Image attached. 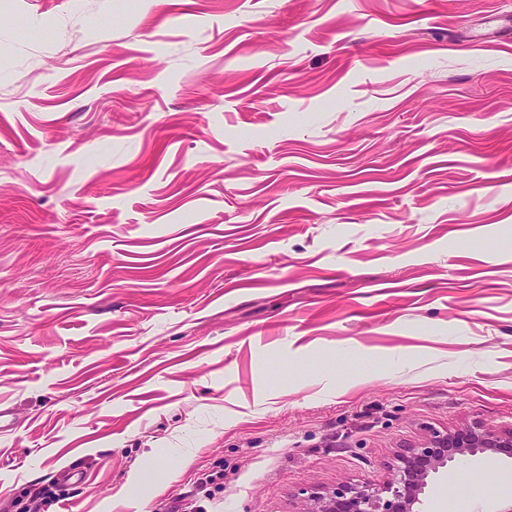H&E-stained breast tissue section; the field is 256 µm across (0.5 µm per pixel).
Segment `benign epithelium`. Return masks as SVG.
Masks as SVG:
<instances>
[{
  "label": "benign epithelium",
  "mask_w": 512,
  "mask_h": 512,
  "mask_svg": "<svg viewBox=\"0 0 512 512\" xmlns=\"http://www.w3.org/2000/svg\"><path fill=\"white\" fill-rule=\"evenodd\" d=\"M497 448H512V430L498 432L475 422L463 429L434 432L423 443L402 449L388 466L385 481L314 492L305 512H413L430 473L461 452L475 456Z\"/></svg>",
  "instance_id": "obj_1"
}]
</instances>
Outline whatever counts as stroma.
<instances>
[{
    "mask_svg": "<svg viewBox=\"0 0 512 512\" xmlns=\"http://www.w3.org/2000/svg\"><path fill=\"white\" fill-rule=\"evenodd\" d=\"M512 429V0H0V512H303ZM504 512L512 453L418 512Z\"/></svg>",
    "mask_w": 512,
    "mask_h": 512,
    "instance_id": "stroma-1",
    "label": "stroma"
}]
</instances>
